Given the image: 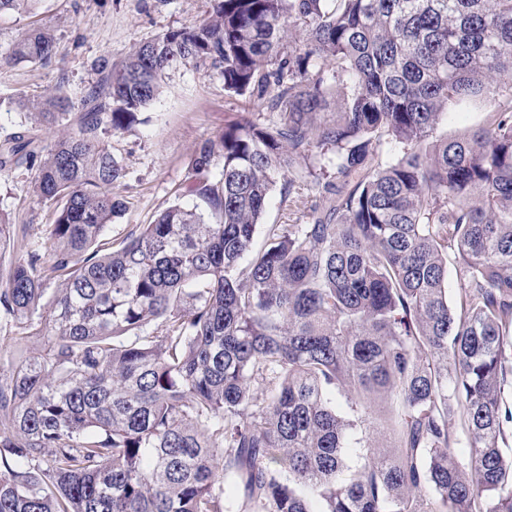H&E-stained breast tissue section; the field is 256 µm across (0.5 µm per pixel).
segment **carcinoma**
<instances>
[{
	"instance_id": "obj_1",
	"label": "carcinoma",
	"mask_w": 512,
	"mask_h": 512,
	"mask_svg": "<svg viewBox=\"0 0 512 512\" xmlns=\"http://www.w3.org/2000/svg\"><path fill=\"white\" fill-rule=\"evenodd\" d=\"M211 2L199 25L96 64L77 130L0 142V168L34 167L55 205L51 252L0 270L6 333L42 346L0 368V512H228L229 477L243 512H314L306 489L319 512H512V0ZM54 48L38 27L5 60ZM189 63L275 124L225 126L192 161L205 208L175 203L104 253L125 170L103 121L140 123ZM475 97L485 126L429 141ZM16 106L48 127L74 110L59 87ZM384 142L400 153L382 166ZM310 160L322 205L256 243L276 183H302ZM25 230L0 214V252ZM336 390L361 416L336 413ZM388 396L399 444L349 468L350 436ZM463 283L462 266L455 259L454 254L448 252V277L445 288L448 289V303L451 308L456 311L459 307V293L461 284Z\"/></svg>"
}]
</instances>
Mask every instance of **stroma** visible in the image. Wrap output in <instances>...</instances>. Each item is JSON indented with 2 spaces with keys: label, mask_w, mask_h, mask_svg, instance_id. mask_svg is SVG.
Instances as JSON below:
<instances>
[{
  "label": "stroma",
  "mask_w": 512,
  "mask_h": 512,
  "mask_svg": "<svg viewBox=\"0 0 512 512\" xmlns=\"http://www.w3.org/2000/svg\"><path fill=\"white\" fill-rule=\"evenodd\" d=\"M211 0H37L32 13L0 14V55L26 30L50 28L55 35L57 56L50 63L0 64V140L13 133L23 114L7 105L8 98L33 96L56 86L73 102L95 78L94 61L116 63L139 44L170 30L191 28L207 18ZM488 105L480 99L450 105L434 136L453 139L482 126ZM247 117L272 124L275 115L253 101L229 96L223 78L204 65L187 64L170 71L163 93L140 116L139 124L123 132L105 131L103 138L125 169L122 182L112 192L126 204L123 215L109 226L103 238L121 241L131 230L148 224L170 205L180 201L191 180L193 156L206 139L217 138L229 121ZM34 176L25 166L0 170V213L11 223L28 225L26 237L0 255L10 263L23 251L49 253V226L54 207L31 191ZM321 198L306 186L298 202H290L282 186H275L264 216L268 224H300ZM401 412L390 402L373 406L368 427L361 436L364 447L345 451L347 465L363 463L367 445L391 448L397 445Z\"/></svg>",
  "instance_id": "1"
}]
</instances>
